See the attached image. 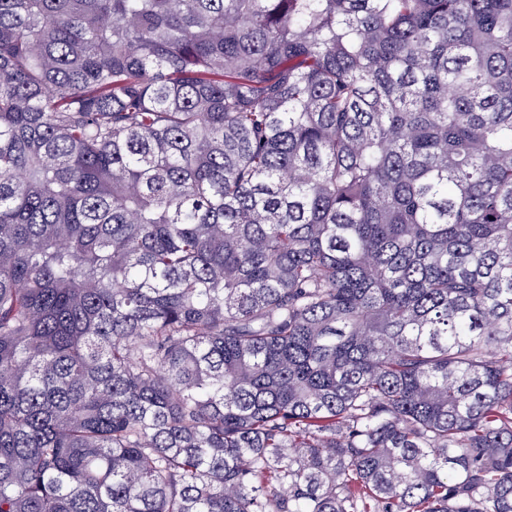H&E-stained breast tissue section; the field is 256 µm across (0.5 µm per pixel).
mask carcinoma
Returning <instances> with one entry per match:
<instances>
[{"label":"carcinoma","instance_id":"obj_1","mask_svg":"<svg viewBox=\"0 0 512 512\" xmlns=\"http://www.w3.org/2000/svg\"><path fill=\"white\" fill-rule=\"evenodd\" d=\"M0 512H512V0H0Z\"/></svg>","mask_w":512,"mask_h":512}]
</instances>
